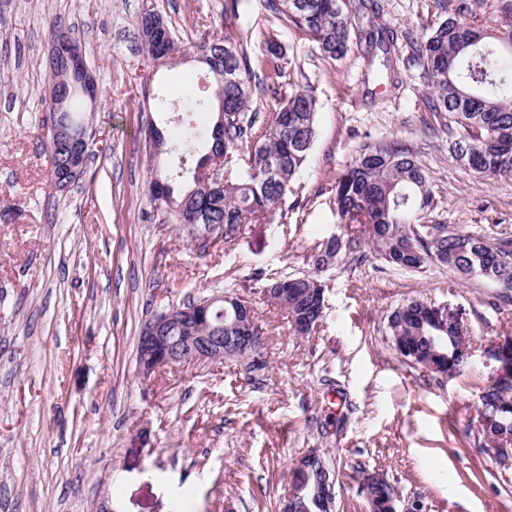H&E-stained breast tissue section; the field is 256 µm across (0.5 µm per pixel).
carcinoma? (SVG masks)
Listing matches in <instances>:
<instances>
[{
	"mask_svg": "<svg viewBox=\"0 0 512 512\" xmlns=\"http://www.w3.org/2000/svg\"><path fill=\"white\" fill-rule=\"evenodd\" d=\"M433 23L418 38L401 34L380 22L373 0H267L269 10L288 17L317 45L325 59L340 61L355 41L365 43V58L376 80L393 88L392 50L398 38L412 43V61L427 87L426 107L438 131L451 139V153L468 171L485 176L512 177V25L497 30L496 43L484 42L487 31L470 21L483 0H429ZM155 10L143 11L138 20L142 51L156 60L157 45L150 36ZM219 67L213 112L224 117V139L211 136L189 123L182 125L177 143L183 150L204 151L202 161L224 158V188L205 192L195 182L167 198L155 190L167 178L151 173L150 201L162 221L205 229L231 240L242 225L268 221L282 209L290 186L308 160L315 137L316 98L313 87L299 85L279 96V79L288 59L281 45L265 41L257 66H252L243 44L226 35L213 36L197 45ZM270 95L278 100L268 126L253 130L249 115L253 97ZM336 214L342 224H355L336 255L359 259L372 249L396 270L420 272L440 264L469 279L475 276L512 291V241L492 243L481 234L455 232L441 220L431 219L437 208L429 169L414 147L399 139L362 142L336 177L333 185ZM324 245L308 259L312 271L289 275L288 303L304 294L309 281L325 270ZM389 337H406L402 356L410 363L430 350V337H448V364L456 357L455 325L439 324L431 305L411 299L387 317ZM487 427L497 435L512 430V381L488 387L480 397ZM370 509L385 512L383 503L393 486L369 474L363 478Z\"/></svg>",
	"mask_w": 512,
	"mask_h": 512,
	"instance_id": "carcinoma-1",
	"label": "carcinoma"
}]
</instances>
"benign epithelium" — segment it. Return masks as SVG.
I'll use <instances>...</instances> for the list:
<instances>
[{"instance_id": "1", "label": "benign epithelium", "mask_w": 512, "mask_h": 512, "mask_svg": "<svg viewBox=\"0 0 512 512\" xmlns=\"http://www.w3.org/2000/svg\"><path fill=\"white\" fill-rule=\"evenodd\" d=\"M51 74L49 102L51 120L48 143L66 154L64 172L58 177V188L68 189L86 164L88 149L96 137L94 112L98 86L86 65L82 48L71 34L57 35L48 55ZM81 97L89 105V115L81 122L69 118L72 97ZM205 186H224V166L207 163L196 171ZM252 307L238 297L214 294L194 306L164 311L151 318L139 336L138 365L140 374L148 378L166 367L196 365L236 360L254 364L264 360L260 328L252 320ZM483 452L503 465L512 463V435L498 442L483 440ZM322 462V456L310 452L302 457L292 472V488L282 504V512H298L305 501H316L318 494L335 499V482L323 483V491L310 484L309 468ZM390 512H427L417 498L401 503L394 495Z\"/></svg>"}]
</instances>
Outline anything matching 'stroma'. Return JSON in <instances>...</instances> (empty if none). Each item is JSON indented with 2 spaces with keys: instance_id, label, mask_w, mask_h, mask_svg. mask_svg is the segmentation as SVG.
Returning <instances> with one entry per match:
<instances>
[{
  "instance_id": "obj_1",
  "label": "stroma",
  "mask_w": 512,
  "mask_h": 512,
  "mask_svg": "<svg viewBox=\"0 0 512 512\" xmlns=\"http://www.w3.org/2000/svg\"><path fill=\"white\" fill-rule=\"evenodd\" d=\"M382 23L421 32L429 0H379ZM155 8L187 57L149 64L137 19ZM80 40L99 97L91 156L65 193L46 152L48 51L56 31ZM229 34L250 57L274 39L291 65L283 92L309 84L317 137L273 222L231 242L162 223L148 198L143 130L174 139L187 99L212 97L196 58ZM398 45L400 89L366 79L360 47L339 62L266 0H0V512H280L294 462L310 451L336 470L335 512H369L362 476L383 475L428 512H512V465L480 450L478 396L512 369L487 350L512 341V304L482 278L438 264L391 269L367 253L320 275L322 323L295 335L265 294L267 275L309 272V255L343 234L333 184L365 138L422 151L436 211L455 230L512 239V178L465 171L447 137L425 127V92ZM228 291L250 303L263 369L235 361L173 367L145 379L137 343L155 314ZM409 298L448 310L474 356L444 379L400 359L387 315Z\"/></svg>"
}]
</instances>
